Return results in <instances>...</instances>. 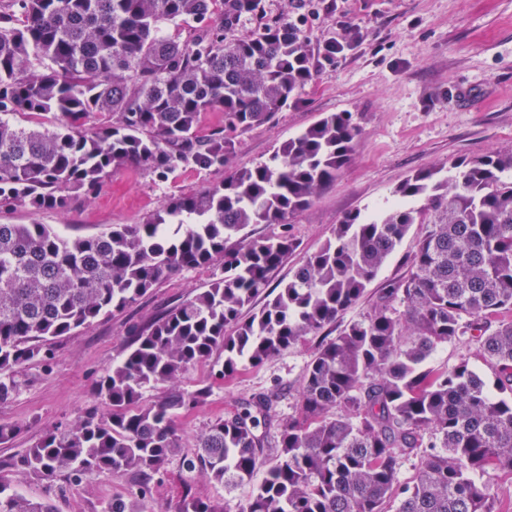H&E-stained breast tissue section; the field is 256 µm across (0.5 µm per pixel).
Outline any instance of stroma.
I'll return each instance as SVG.
<instances>
[{"label": "stroma", "instance_id": "35a3bbf8", "mask_svg": "<svg viewBox=\"0 0 512 512\" xmlns=\"http://www.w3.org/2000/svg\"><path fill=\"white\" fill-rule=\"evenodd\" d=\"M262 5L261 18L245 21L239 34L262 21L302 20L314 77L272 120L237 134L234 167L267 160L283 141L329 112L353 113L360 127L349 164L294 216L291 232L299 249L279 278H287L303 255L319 248L347 214L385 206L408 176L512 147V0H262ZM348 24L358 28L357 39L343 55L323 59L320 43ZM224 177L221 170L181 168L158 183L142 171L119 169L109 174L95 199L77 195L66 208L41 212L20 204L2 206L0 224H48L71 236L98 234L115 224L143 223L168 197L198 192ZM424 231V225H411L364 296L327 327V334L362 318L383 289L406 277L404 257ZM210 280L207 269L165 279L136 304L61 338L49 366L33 365L20 374L19 392L0 403V423L24 426L10 443L0 445V473L15 489L34 497L44 494L45 482L15 471V460L46 430L67 427L92 404L94 384L124 356L131 327L162 315ZM320 342L309 336L259 366L243 365L233 379L213 383L205 405L178 416L182 446L190 450L210 419L236 412L256 395L278 394L261 467L252 480L228 494L197 478L193 484L200 495L225 501L227 512H238L250 497L265 468L276 461L280 424L296 411ZM133 483L130 474L102 475L54 492L53 498L58 512H102Z\"/></svg>", "mask_w": 512, "mask_h": 512}]
</instances>
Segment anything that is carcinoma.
<instances>
[{"label":"carcinoma","instance_id":"obj_1","mask_svg":"<svg viewBox=\"0 0 512 512\" xmlns=\"http://www.w3.org/2000/svg\"><path fill=\"white\" fill-rule=\"evenodd\" d=\"M261 12V0L0 6V203L62 209L74 195L95 198L126 167L159 182L178 168L230 169L141 224L96 235L0 224V402L17 392L16 373L48 365L55 339L168 277L212 269L207 287L131 329L124 359L95 387L103 409L41 435L15 466L75 485L136 475L103 512H147L177 456L189 477L232 492L260 465L273 396L209 421L185 454L176 418L205 404L210 386L150 404L142 390L207 362L223 380L241 361L258 366L320 333L359 301L409 227L424 224L407 279L317 348L297 414L281 424L278 462L240 512H388L396 500L398 512H505L494 481L512 474V148L463 160L450 177H408L391 206L346 215L273 284L299 248L292 218L348 164L359 127L352 113L330 112L268 160L231 168L235 133L273 118L313 77L308 41L289 22L234 36ZM170 25L190 38L168 35ZM206 112L224 113V126L201 133ZM97 115L107 121L91 131ZM251 224L280 231L253 238L243 234ZM261 295L269 299L252 308ZM463 341L476 345L493 384L467 359L424 367L438 347ZM407 463L414 476L404 482ZM0 512L55 510L51 496L29 497L0 476ZM159 512L226 507L188 481Z\"/></svg>","mask_w":512,"mask_h":512}]
</instances>
